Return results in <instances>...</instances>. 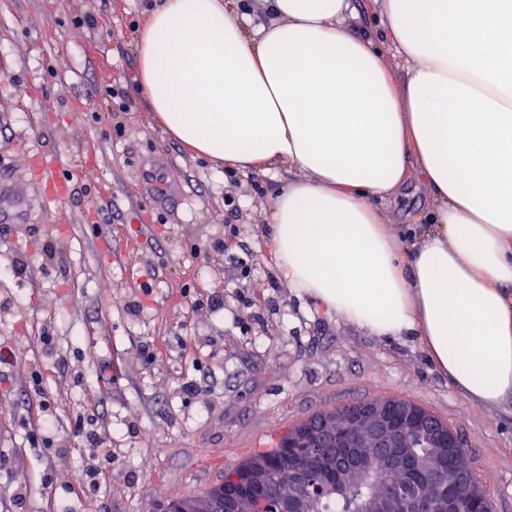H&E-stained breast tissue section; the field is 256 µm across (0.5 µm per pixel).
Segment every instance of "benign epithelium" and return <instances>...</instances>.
<instances>
[{"instance_id":"obj_1","label":"benign epithelium","mask_w":512,"mask_h":512,"mask_svg":"<svg viewBox=\"0 0 512 512\" xmlns=\"http://www.w3.org/2000/svg\"><path fill=\"white\" fill-rule=\"evenodd\" d=\"M421 431L431 442L433 452L418 464L428 474L442 472L450 455L466 453L459 433L436 423L425 411L401 399H368L345 407L325 409L288 429L285 447L303 448L301 455L285 456L282 476L291 487L285 497L288 512H309L308 497L301 491L314 459L330 448H343L332 464L349 475H364L372 470L373 459L381 456L393 470L405 469L404 449L413 447L415 433ZM269 462L254 457L235 466L233 474L209 493L212 512H246L256 505L246 488L262 490L266 485ZM462 496L479 499L485 489L464 469L451 475ZM366 512H460L455 498L443 501L432 493H418L410 499L382 490L366 505Z\"/></svg>"}]
</instances>
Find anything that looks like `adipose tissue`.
<instances>
[{"mask_svg": "<svg viewBox=\"0 0 512 512\" xmlns=\"http://www.w3.org/2000/svg\"><path fill=\"white\" fill-rule=\"evenodd\" d=\"M159 0L136 34L155 121L240 172L297 169L272 200L279 273L377 337L416 336L468 402L512 408V0ZM430 193L404 249L378 206ZM355 2L359 16L355 20H348L347 25L353 32L357 34L374 35L381 45H387L388 39L386 37V31L378 21V14L375 12L376 6L373 1L360 0Z\"/></svg>", "mask_w": 512, "mask_h": 512, "instance_id": "obj_1", "label": "adipose tissue"}]
</instances>
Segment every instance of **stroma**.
<instances>
[{
	"mask_svg": "<svg viewBox=\"0 0 512 512\" xmlns=\"http://www.w3.org/2000/svg\"><path fill=\"white\" fill-rule=\"evenodd\" d=\"M154 3L0 0V512H162L288 426L376 397L457 428L512 512V414L466 402L415 339L299 294L269 248L276 179L214 168L155 122L135 50ZM61 152L54 200L30 164ZM428 205L416 182L390 205L404 246ZM88 416L112 451L94 481L73 432Z\"/></svg>",
	"mask_w": 512,
	"mask_h": 512,
	"instance_id": "stroma-1",
	"label": "stroma"
}]
</instances>
